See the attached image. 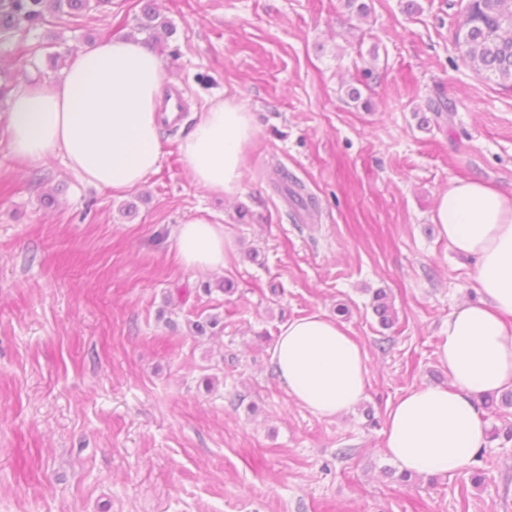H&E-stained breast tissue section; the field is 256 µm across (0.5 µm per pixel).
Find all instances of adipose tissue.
<instances>
[{
  "label": "adipose tissue",
  "mask_w": 512,
  "mask_h": 512,
  "mask_svg": "<svg viewBox=\"0 0 512 512\" xmlns=\"http://www.w3.org/2000/svg\"><path fill=\"white\" fill-rule=\"evenodd\" d=\"M161 58L135 38H115L77 52L63 77L14 91L5 114L11 153L37 163L59 154L99 190L140 187L160 165ZM256 128L243 100L228 97L200 113L178 150L192 181L209 194L236 197L245 151ZM433 221L459 255L474 258L482 299L449 316L439 360L444 386H424L391 406L384 454L405 472L453 474L485 443L477 396L512 387V197L482 180H453ZM176 258L189 269H223L224 227L193 217L175 229ZM270 364L295 402L324 417L342 415L364 397L368 367L342 325L314 313L280 329Z\"/></svg>",
  "instance_id": "obj_1"
}]
</instances>
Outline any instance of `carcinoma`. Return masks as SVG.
Returning a JSON list of instances; mask_svg holds the SVG:
<instances>
[{
    "label": "carcinoma",
    "mask_w": 512,
    "mask_h": 512,
    "mask_svg": "<svg viewBox=\"0 0 512 512\" xmlns=\"http://www.w3.org/2000/svg\"><path fill=\"white\" fill-rule=\"evenodd\" d=\"M108 3L110 0H0V32L6 35L23 28L28 30L41 23L48 10L74 16ZM132 34L143 36L147 44H156L163 37L172 36L174 26L146 3ZM455 40L462 58L475 74H490L501 90L512 91V0H470ZM274 174L276 191L297 202L308 217H313L318 202L305 193L304 184L283 167L276 168ZM372 307L382 327L395 323L396 312L385 293L379 291L374 295Z\"/></svg>",
    "instance_id": "1"
}]
</instances>
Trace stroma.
<instances>
[{
    "instance_id": "35a3bbf8",
    "label": "stroma",
    "mask_w": 512,
    "mask_h": 512,
    "mask_svg": "<svg viewBox=\"0 0 512 512\" xmlns=\"http://www.w3.org/2000/svg\"><path fill=\"white\" fill-rule=\"evenodd\" d=\"M365 2L361 19L346 0H156L186 111L140 188L96 189L59 156L22 163L0 136V512H512V440L406 484L382 452L389 408L447 384L446 322L480 300L432 216L453 179L512 196V92L461 57L468 0ZM143 4L49 13L0 39V87L59 79ZM227 94L256 127L231 200L196 186L178 151ZM437 97L452 122L428 111ZM280 165L317 197L314 219L270 183ZM209 214L228 263L185 268L174 230ZM313 313L365 353L366 395L339 417L296 403L269 363L281 327Z\"/></svg>"
}]
</instances>
